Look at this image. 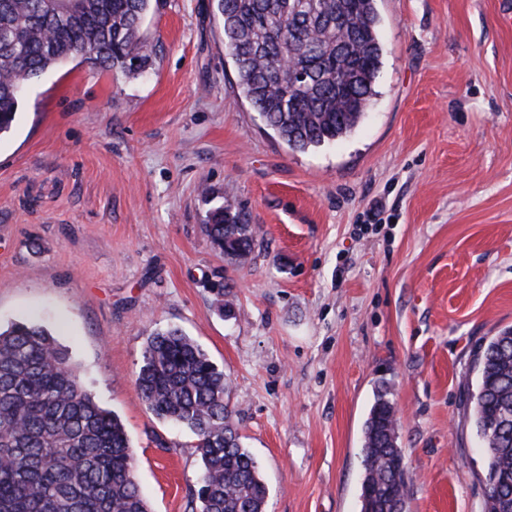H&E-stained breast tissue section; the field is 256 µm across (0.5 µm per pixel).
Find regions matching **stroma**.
Returning a JSON list of instances; mask_svg holds the SVG:
<instances>
[{"mask_svg": "<svg viewBox=\"0 0 512 512\" xmlns=\"http://www.w3.org/2000/svg\"><path fill=\"white\" fill-rule=\"evenodd\" d=\"M213 2L151 0L141 72L73 60L29 85L0 136V324L69 349L152 512H192L200 465L135 385L168 327L223 370L266 512H360L381 386L407 512H484L470 414L476 350L512 328V0H377L376 94L306 151L245 98ZM219 206L256 230L245 262L207 240Z\"/></svg>", "mask_w": 512, "mask_h": 512, "instance_id": "stroma-1", "label": "stroma"}]
</instances>
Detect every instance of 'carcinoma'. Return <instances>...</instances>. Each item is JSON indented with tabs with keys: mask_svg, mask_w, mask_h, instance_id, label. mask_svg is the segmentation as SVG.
<instances>
[{
	"mask_svg": "<svg viewBox=\"0 0 512 512\" xmlns=\"http://www.w3.org/2000/svg\"><path fill=\"white\" fill-rule=\"evenodd\" d=\"M150 0H77L49 13L43 0H0V135L13 128L30 82L73 57L93 69L135 73L152 49L142 34ZM239 85L295 150L352 131L375 95L381 66L376 0H215ZM205 230L225 256L244 258L256 235L220 206ZM473 420L487 468L507 479L484 512H512V329L474 363ZM158 418L198 439L199 512H265L268 487L243 446L228 385L179 329L147 337L136 378ZM361 512H406L409 483L389 392L364 423ZM0 512H150L121 420L83 387L68 348L44 327L0 328Z\"/></svg>",
	"mask_w": 512,
	"mask_h": 512,
	"instance_id": "carcinoma-1",
	"label": "carcinoma"
}]
</instances>
